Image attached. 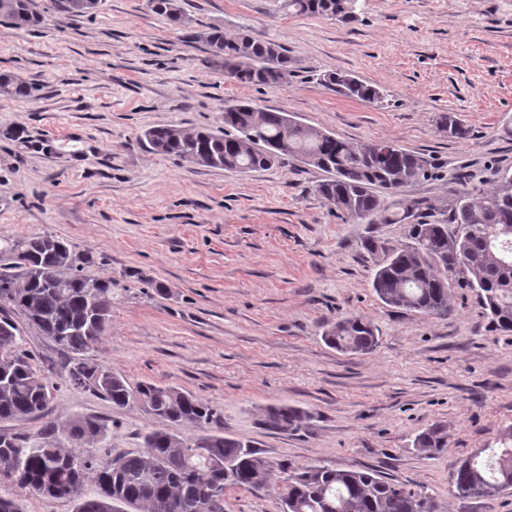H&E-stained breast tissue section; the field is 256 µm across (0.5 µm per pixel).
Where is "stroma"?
Listing matches in <instances>:
<instances>
[{"label":"stroma","mask_w":512,"mask_h":512,"mask_svg":"<svg viewBox=\"0 0 512 512\" xmlns=\"http://www.w3.org/2000/svg\"><path fill=\"white\" fill-rule=\"evenodd\" d=\"M190 27L148 0H99L84 15L33 0L42 22L0 24V74L34 89L0 96V241L44 234L87 254L85 274L111 279L110 327L88 357L130 383L189 392L217 409L224 434L268 460L370 468L434 500L438 512H512V493L460 499L457 463L512 431V331L492 328L477 293L448 290L452 311L433 317L386 306L372 280L382 254L372 238L405 243L402 224L346 219L316 191L321 170L287 158L260 171L201 167L141 142L159 124L224 127L246 99L360 144L387 141L423 157L434 178L408 188L445 223L463 175L490 188L512 172V0H357L355 18L288 15L280 0H178ZM222 27L283 46L286 83L242 85L214 65L200 35ZM328 73L378 87L364 103L325 87ZM451 113L467 140L438 129ZM23 351L53 387L45 419L0 424L21 436L45 421L106 425L85 456L106 462L144 451L162 429L195 436L138 407L118 408L72 385L73 356L12 308ZM368 319V354L329 346L325 323ZM308 414L294 431L269 429L266 407ZM439 425L447 448L419 451Z\"/></svg>","instance_id":"obj_1"}]
</instances>
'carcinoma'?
Instances as JSON below:
<instances>
[{
  "instance_id": "obj_1",
  "label": "carcinoma",
  "mask_w": 512,
  "mask_h": 512,
  "mask_svg": "<svg viewBox=\"0 0 512 512\" xmlns=\"http://www.w3.org/2000/svg\"><path fill=\"white\" fill-rule=\"evenodd\" d=\"M98 0H58L64 11L82 15ZM356 0H283L295 15L326 16L341 22L355 19ZM152 10L172 24L187 27L177 0H151ZM0 18L16 28L36 27L40 16L32 0H0ZM213 63L243 85L278 86L290 73L291 58L275 42L243 32L235 38L210 27L201 34ZM343 95L368 103L381 101L380 90L356 77L331 73L323 77ZM33 88L9 74H0V96L27 98ZM440 131L465 140L469 129L452 114L440 117ZM158 154L227 171L271 168L283 157L328 173L318 194L349 218L370 224H400L410 210L386 202L433 177L426 161L387 141L351 145L332 133L306 126L285 112L263 110L242 99L224 108V132L153 126L143 133ZM448 225L418 221L407 225V242L388 248L364 242L371 253L382 252L372 288L386 305L445 317L450 310L448 284L462 278L477 290L486 317L496 330H512V173H501L492 190L472 186L450 208ZM459 253L460 264L449 261ZM14 273L0 274V306L19 310L61 350L80 356L68 370L69 380L93 387L118 408L138 406L146 414L171 423H188L201 434L184 439L164 430L144 435L146 451L125 454L99 466L93 457L74 465L77 455L57 439L49 422L35 438L0 431V484L37 495L76 501L75 512H224L230 488L260 490L276 484L280 512H428L432 501L401 484L368 470H338L275 463L258 456L254 446L224 436L221 415L211 405L174 386L150 382L134 385L103 365L83 358L97 348L112 317V280L83 273L88 257L53 235L17 239L0 252ZM325 342L340 350L366 354L378 343L374 326L351 316L326 325ZM18 327L0 319V422L40 418L51 397L47 380L20 350ZM308 418L300 408H266L264 423L279 431L298 429ZM105 437V427L77 419L66 438L91 447ZM414 446L433 454L448 447L440 427L419 433ZM454 495L492 497L512 490V431L498 447L481 448L461 460L452 473ZM91 490H86V487Z\"/></svg>"
}]
</instances>
